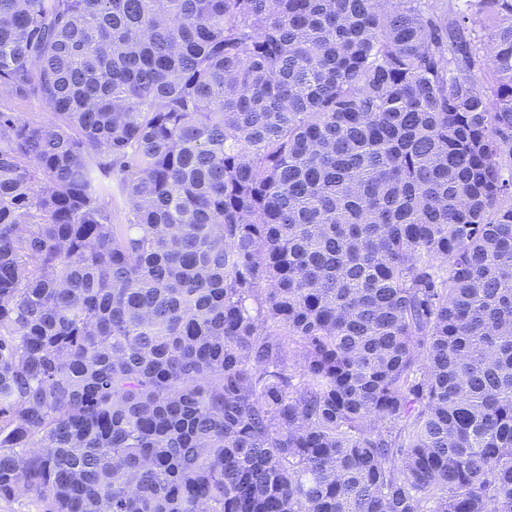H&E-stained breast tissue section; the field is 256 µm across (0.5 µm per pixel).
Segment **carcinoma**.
<instances>
[{"instance_id": "1", "label": "carcinoma", "mask_w": 512, "mask_h": 512, "mask_svg": "<svg viewBox=\"0 0 512 512\" xmlns=\"http://www.w3.org/2000/svg\"><path fill=\"white\" fill-rule=\"evenodd\" d=\"M19 493L512 512V0H0Z\"/></svg>"}]
</instances>
